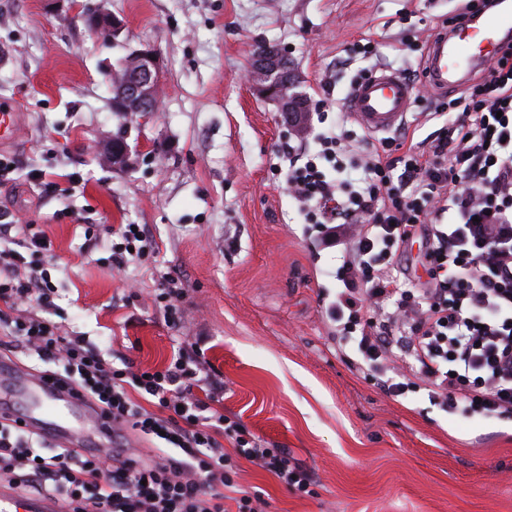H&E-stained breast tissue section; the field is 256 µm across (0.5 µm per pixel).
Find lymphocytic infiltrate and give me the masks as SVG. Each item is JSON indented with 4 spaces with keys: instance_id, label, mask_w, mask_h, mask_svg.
<instances>
[{
    "instance_id": "lymphocytic-infiltrate-1",
    "label": "lymphocytic infiltrate",
    "mask_w": 512,
    "mask_h": 512,
    "mask_svg": "<svg viewBox=\"0 0 512 512\" xmlns=\"http://www.w3.org/2000/svg\"><path fill=\"white\" fill-rule=\"evenodd\" d=\"M434 113L446 121L418 150L388 137L350 168L336 160L349 134L329 136L323 156L334 178L310 161L288 183L299 203L323 208V241L345 247L329 314L386 391L408 390L389 375L400 353L405 371L450 409L511 416L512 45ZM21 231L14 249L0 250V356L37 358L41 377L81 390L112 435L63 448L0 413L1 483L71 512H263L249 492L225 499L226 471L242 458L305 491L309 475L286 452L194 395L201 367L186 347L162 369L117 367L38 316L55 288L30 257L52 243L34 225ZM413 243L421 277L408 262ZM137 437L151 455L135 448Z\"/></svg>"
}]
</instances>
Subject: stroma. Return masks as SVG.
<instances>
[{
  "label": "stroma",
  "instance_id": "35a3bbf8",
  "mask_svg": "<svg viewBox=\"0 0 512 512\" xmlns=\"http://www.w3.org/2000/svg\"><path fill=\"white\" fill-rule=\"evenodd\" d=\"M456 0H0V103L19 114L0 158V225L36 224L35 256L56 288L44 311L113 363L169 364L197 351L207 391L230 419L311 474L305 491L239 460L232 480L266 512H512V417H465L427 390L386 394L379 374L336 340L328 314L339 249L318 243L288 193L291 162L320 160L323 136L363 129L344 113L351 80L387 68L414 78ZM118 17L117 41L89 9ZM369 39L374 55L348 53ZM285 49L310 101L297 135L246 74L257 47ZM154 51L155 118L114 112L107 73L128 50ZM122 137L128 166L103 164ZM74 175L70 195L29 180ZM145 225L154 254L113 265L119 236ZM174 277L182 321L155 300Z\"/></svg>",
  "mask_w": 512,
  "mask_h": 512
}]
</instances>
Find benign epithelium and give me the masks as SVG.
<instances>
[{
    "mask_svg": "<svg viewBox=\"0 0 512 512\" xmlns=\"http://www.w3.org/2000/svg\"><path fill=\"white\" fill-rule=\"evenodd\" d=\"M92 28L116 39L123 31L121 21L110 13L97 10L92 14ZM256 90L271 97L294 129L302 128L305 94L288 72L287 58L276 48L265 46L253 56L249 73ZM115 98L114 110L136 117L157 112L161 106V65L150 49L127 53L119 67L109 73Z\"/></svg>",
    "mask_w": 512,
    "mask_h": 512,
    "instance_id": "7a95c632",
    "label": "benign epithelium"
}]
</instances>
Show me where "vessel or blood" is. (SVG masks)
<instances>
[{
	"mask_svg": "<svg viewBox=\"0 0 512 512\" xmlns=\"http://www.w3.org/2000/svg\"><path fill=\"white\" fill-rule=\"evenodd\" d=\"M511 28L512 0H498L453 24L442 25L430 45L425 83L443 91L463 84L480 58L506 45L505 34ZM414 99L413 83L381 68L351 87L346 109L366 133H387L404 125ZM20 389L33 393L42 405V415L31 419L30 427L48 431L58 443H66L76 434L105 437L99 412L88 400L58 390L41 378L21 379ZM0 512H50V507L43 499L21 496L0 484Z\"/></svg>",
	"mask_w": 512,
	"mask_h": 512,
	"instance_id": "b4317fda",
	"label": "vessel or blood"
}]
</instances>
